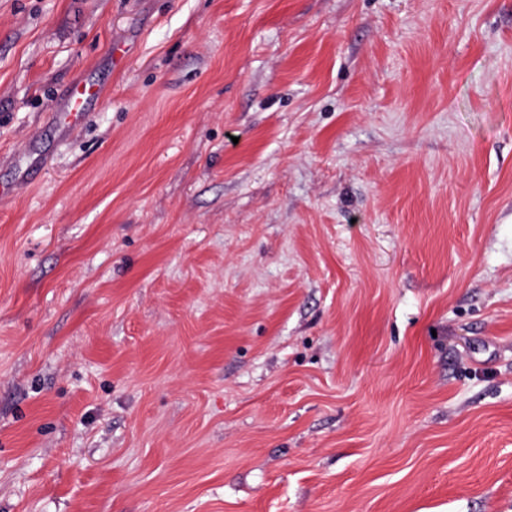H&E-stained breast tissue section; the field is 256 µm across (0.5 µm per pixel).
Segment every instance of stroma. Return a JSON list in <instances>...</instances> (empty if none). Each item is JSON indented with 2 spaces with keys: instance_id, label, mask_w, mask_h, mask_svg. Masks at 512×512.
I'll list each match as a JSON object with an SVG mask.
<instances>
[{
  "instance_id": "obj_1",
  "label": "stroma",
  "mask_w": 512,
  "mask_h": 512,
  "mask_svg": "<svg viewBox=\"0 0 512 512\" xmlns=\"http://www.w3.org/2000/svg\"><path fill=\"white\" fill-rule=\"evenodd\" d=\"M0 512H512V0H0ZM101 97V89L92 84L72 86L65 95L64 104L53 114L54 123L68 129H76L85 119L91 101Z\"/></svg>"
}]
</instances>
